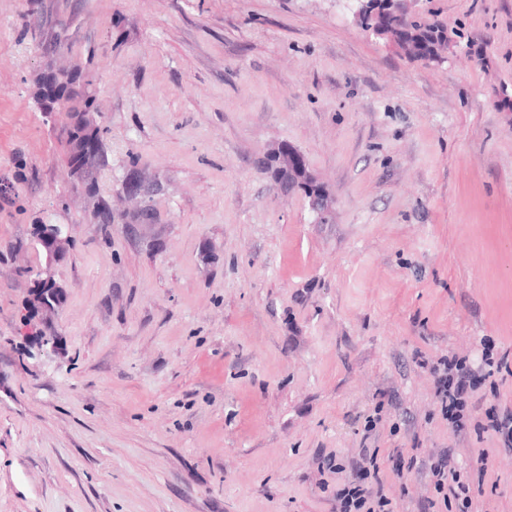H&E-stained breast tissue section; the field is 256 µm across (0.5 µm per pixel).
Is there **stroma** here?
<instances>
[{
	"label": "stroma",
	"mask_w": 512,
	"mask_h": 512,
	"mask_svg": "<svg viewBox=\"0 0 512 512\" xmlns=\"http://www.w3.org/2000/svg\"><path fill=\"white\" fill-rule=\"evenodd\" d=\"M407 6L461 32L446 61L342 0H0V512H334L348 475L318 460L364 446L457 449L475 512H512V451L481 429L512 409V0ZM60 69L94 74L113 211L129 154L162 179L138 236L72 187L68 115L37 101ZM283 144L329 223L261 171ZM39 222L72 244L27 324ZM443 356L492 371L460 434ZM384 485L399 512L436 496Z\"/></svg>",
	"instance_id": "stroma-1"
}]
</instances>
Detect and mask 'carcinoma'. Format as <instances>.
Wrapping results in <instances>:
<instances>
[{
  "instance_id": "1",
  "label": "carcinoma",
  "mask_w": 512,
  "mask_h": 512,
  "mask_svg": "<svg viewBox=\"0 0 512 512\" xmlns=\"http://www.w3.org/2000/svg\"><path fill=\"white\" fill-rule=\"evenodd\" d=\"M380 10L365 12L359 15V24L368 31L372 30L377 37H390L401 44L403 53L414 61L424 63L443 59L442 52L456 45L455 38L458 32H448L443 25L429 23L414 19L407 12H399L401 5L391 0H377ZM77 75L66 73L62 76H53L44 84V96L51 106L61 112L69 114L73 121L70 127L61 133L69 146L67 165H72L78 153L84 148L87 127L85 114L95 111L94 95L73 88ZM272 185L283 192L298 190L305 198L312 199L325 196V192L313 178L301 171L293 177H286L279 173L275 160L268 159L264 164ZM78 188L85 187L93 199V214L98 217L97 223L107 224H155L159 221L154 202L134 214H115L111 212L106 201L94 191V180L88 179L81 183H73Z\"/></svg>"
}]
</instances>
